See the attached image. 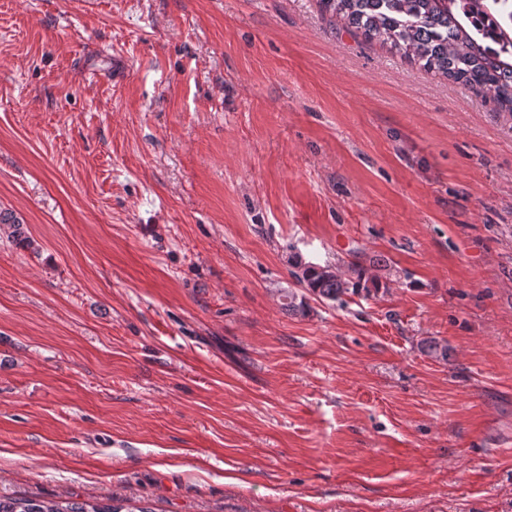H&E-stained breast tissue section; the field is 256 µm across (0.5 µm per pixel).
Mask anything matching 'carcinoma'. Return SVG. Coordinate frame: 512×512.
Returning <instances> with one entry per match:
<instances>
[{"label": "carcinoma", "mask_w": 512, "mask_h": 512, "mask_svg": "<svg viewBox=\"0 0 512 512\" xmlns=\"http://www.w3.org/2000/svg\"><path fill=\"white\" fill-rule=\"evenodd\" d=\"M336 14L344 27L364 39L390 46L425 70L461 84L478 96H493L512 112V0H499L508 12L479 10L480 0H317ZM349 278L298 273L296 287L282 290L293 314L308 312L307 300L336 302L345 295L379 289L376 277L359 263L348 266ZM0 512H153L99 500L56 501L41 497H0Z\"/></svg>", "instance_id": "obj_1"}]
</instances>
